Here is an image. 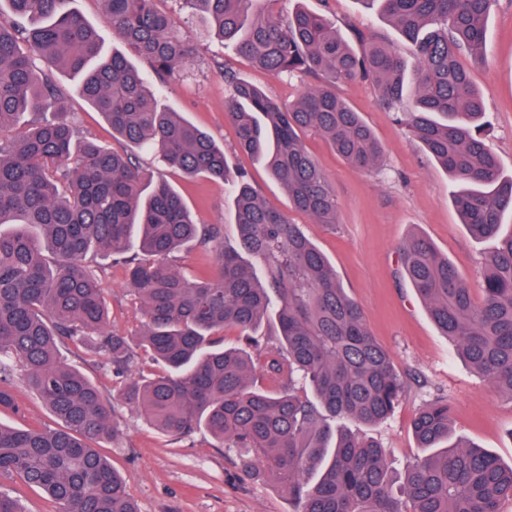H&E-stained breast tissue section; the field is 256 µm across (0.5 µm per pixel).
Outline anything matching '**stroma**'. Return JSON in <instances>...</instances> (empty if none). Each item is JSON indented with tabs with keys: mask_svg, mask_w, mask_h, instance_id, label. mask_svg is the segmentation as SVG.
Masks as SVG:
<instances>
[{
	"mask_svg": "<svg viewBox=\"0 0 512 512\" xmlns=\"http://www.w3.org/2000/svg\"><path fill=\"white\" fill-rule=\"evenodd\" d=\"M304 7L323 15L349 38L354 50L362 45L353 30L373 34L405 58L410 45L398 39L391 26L354 0H274L273 10ZM487 52L467 60L474 84L483 94L490 121L488 143L504 176L512 175V0H497L489 18ZM233 70L264 87L281 103L294 102L313 82L312 77L277 79L254 69L219 40L203 44L187 78L166 84L159 92L162 107L183 117L222 144L233 165L247 172L267 204L288 211V197L266 166L236 149L237 134L225 117V70ZM68 91L79 136L108 143L112 130L98 112L76 93L66 74L56 76ZM338 94L359 112L383 147L376 169L352 166L321 138H304L333 187L338 224L329 228L308 216L293 213L304 234L328 258L347 293L361 306L369 330L390 354L406 389L384 422L364 426L343 418L336 427L375 440L384 448L393 482H400L407 464L422 455L411 422L427 403L443 397L454 413V437L471 441L512 465V400L500 396L458 356L442 336L424 304L401 272L398 248L413 234L429 238L437 250L470 283L480 287L483 258L494 240L473 238L452 202L456 184L427 157L402 125L397 113L382 107L370 81L339 86ZM141 161L154 177L164 179L185 200L198 223L218 224L234 240L233 196L223 183L189 179L175 169L155 163L149 153ZM99 276L109 302L111 329L132 334L140 319L125 286L124 269L112 260L98 262ZM64 359L94 380L109 399L117 430L104 443L103 455L120 474L125 490L139 512H289L287 493L268 474L244 476L237 449L225 448L205 430L174 439L145 425L134 409L117 395L119 383L104 355L63 349ZM18 413L0 414V422L15 427H41L54 422L44 402L24 385L16 387Z\"/></svg>",
	"mask_w": 512,
	"mask_h": 512,
	"instance_id": "1",
	"label": "stroma"
}]
</instances>
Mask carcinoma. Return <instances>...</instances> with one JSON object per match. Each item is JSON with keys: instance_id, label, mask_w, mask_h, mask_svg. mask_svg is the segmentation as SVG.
Returning <instances> with one entry per match:
<instances>
[{"instance_id": "obj_1", "label": "carcinoma", "mask_w": 512, "mask_h": 512, "mask_svg": "<svg viewBox=\"0 0 512 512\" xmlns=\"http://www.w3.org/2000/svg\"><path fill=\"white\" fill-rule=\"evenodd\" d=\"M72 0H0V413L18 411L14 374L39 396L57 426L0 423V476L44 491L61 512H138L99 451L115 438L98 386L62 359L61 346L92 348L125 376L119 396L143 421L174 439L203 428L241 450L245 474L279 481L293 512H500L512 500V466L474 443L443 449L453 430L445 399L412 423L416 458L395 491L385 449L339 432L348 417L375 425L391 414L405 382L368 329L360 306L328 258L299 225L268 206L246 172L208 133L157 101V89L120 51L103 54L99 34ZM155 0H103L104 23L162 81L180 79L196 36L154 7ZM198 17L199 36L233 46L275 78L310 75L318 84L284 106L225 72V105L238 148L260 160L291 208L317 224L338 223L330 182L307 151L314 133L360 169L382 147L336 86L373 82L381 103L427 154L462 184L454 203L475 238H493L480 298L422 235L399 247L402 274L442 335L493 390L512 400V178L486 144L483 96L464 56L481 57L496 0H357L407 41V64L370 41L356 52L323 16L286 14L270 0H179ZM78 78L75 92L112 127L124 151L77 138L54 71ZM146 149L188 177L233 187L234 242L217 224L198 223L167 183L152 182L136 151ZM195 242L213 248L216 269L189 274L175 254ZM120 257L143 320L135 337L107 326V299L91 254ZM273 315L280 346L260 358L224 347L232 330L247 342ZM136 345H131V342ZM136 361L155 367L128 376ZM262 371L282 386L265 388Z\"/></svg>"}]
</instances>
